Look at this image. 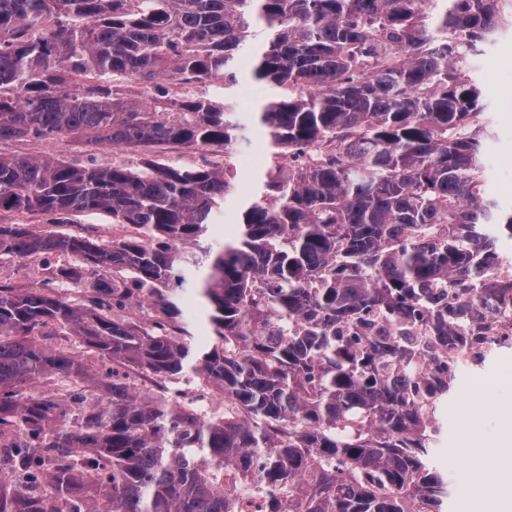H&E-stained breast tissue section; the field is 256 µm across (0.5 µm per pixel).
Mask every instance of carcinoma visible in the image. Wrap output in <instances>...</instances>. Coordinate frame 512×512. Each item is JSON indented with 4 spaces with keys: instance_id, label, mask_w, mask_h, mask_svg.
<instances>
[{
    "instance_id": "obj_1",
    "label": "carcinoma",
    "mask_w": 512,
    "mask_h": 512,
    "mask_svg": "<svg viewBox=\"0 0 512 512\" xmlns=\"http://www.w3.org/2000/svg\"><path fill=\"white\" fill-rule=\"evenodd\" d=\"M0 0V145L75 138L114 150L223 152L246 126L230 89L245 63L281 90L258 112L276 148L238 235L197 243L233 195L211 163L74 164L0 152V256L41 258L48 285L0 282V512H235V471L268 512H444L430 463L442 412L485 321L512 313L499 276L512 208L485 193L483 88L467 60L512 26V0ZM150 85L121 94L114 78ZM101 210L136 233L110 242L35 233ZM263 287H255L256 282ZM208 310L198 336L186 294ZM132 299L151 328L113 314ZM46 324L85 357L44 346ZM133 363L159 390L114 379L34 396L49 375L104 384L95 365ZM224 394L202 415L171 388ZM99 475L91 499L75 496ZM40 474L43 500L22 479Z\"/></svg>"
}]
</instances>
